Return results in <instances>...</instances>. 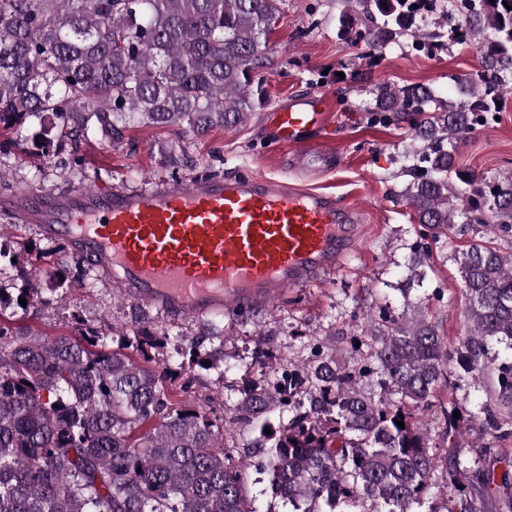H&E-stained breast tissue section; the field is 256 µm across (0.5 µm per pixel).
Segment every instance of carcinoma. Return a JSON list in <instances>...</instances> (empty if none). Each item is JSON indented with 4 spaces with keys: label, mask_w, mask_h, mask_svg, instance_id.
Segmentation results:
<instances>
[{
    "label": "carcinoma",
    "mask_w": 512,
    "mask_h": 512,
    "mask_svg": "<svg viewBox=\"0 0 512 512\" xmlns=\"http://www.w3.org/2000/svg\"><path fill=\"white\" fill-rule=\"evenodd\" d=\"M426 11L452 14L455 4L369 0L368 46L380 52L408 33L420 48L437 47L443 34L416 27ZM278 13V0H0V128L32 132L50 159L59 132L110 141L135 123L198 135L236 126L269 102L260 70ZM448 41L479 45L483 75L466 103L388 85L375 102L420 116L414 130L426 148L406 158L425 168L410 199L419 223L438 234L457 224L507 227L512 173L487 193L454 161L462 133L496 106L512 75V0H478ZM13 257L22 286L0 283V512H263L249 484L264 482L289 512H415L429 500L442 506L428 512H481L493 489L512 509L509 473L499 485L491 469L478 485L463 483L460 463L434 455L418 422L439 407L457 446L458 420L436 392L492 376L482 424L512 434V252L475 243L457 256L469 328L456 355L430 319L381 307L369 334L321 345L300 364L277 362L264 338L226 357L216 331L183 334L161 358L169 335L142 310L110 334L77 315L73 333L54 338L3 324L10 310L48 303L84 267L74 258L41 273L30 251L1 241L0 260ZM110 337L120 347L109 349ZM495 344L505 357L491 352ZM196 367L219 370L233 408L175 401L204 385ZM256 367L260 375L242 385L224 383V374Z\"/></svg>",
    "instance_id": "carcinoma-1"
}]
</instances>
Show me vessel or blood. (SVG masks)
I'll list each match as a JSON object with an SVG mask.
<instances>
[{
    "instance_id": "b4317fda",
    "label": "vessel or blood",
    "mask_w": 512,
    "mask_h": 512,
    "mask_svg": "<svg viewBox=\"0 0 512 512\" xmlns=\"http://www.w3.org/2000/svg\"><path fill=\"white\" fill-rule=\"evenodd\" d=\"M329 112L318 93L270 112L274 146L310 143L314 132L317 152L333 157ZM5 205L71 245L133 301L197 317L249 310L334 270L361 221L359 208L333 194L256 174L28 190Z\"/></svg>"
}]
</instances>
